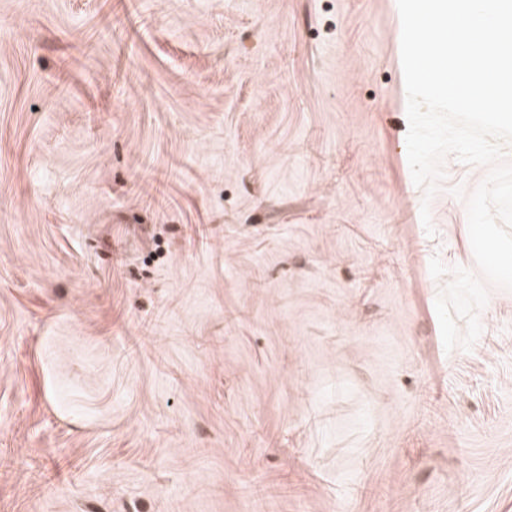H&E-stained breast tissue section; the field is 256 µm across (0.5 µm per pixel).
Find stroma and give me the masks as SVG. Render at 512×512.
Here are the masks:
<instances>
[{"instance_id": "stroma-1", "label": "stroma", "mask_w": 512, "mask_h": 512, "mask_svg": "<svg viewBox=\"0 0 512 512\" xmlns=\"http://www.w3.org/2000/svg\"><path fill=\"white\" fill-rule=\"evenodd\" d=\"M400 36L396 0H0V512H512L488 169L415 186Z\"/></svg>"}]
</instances>
